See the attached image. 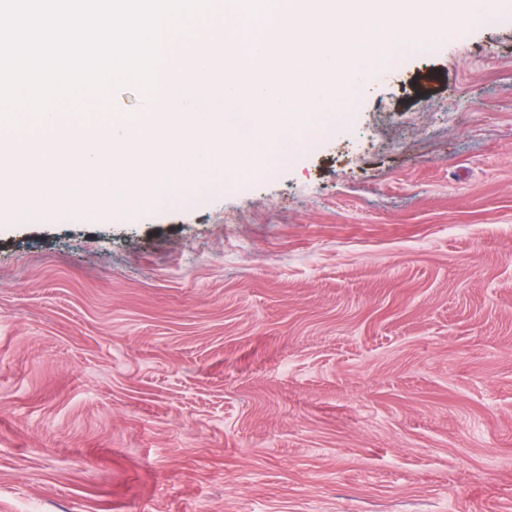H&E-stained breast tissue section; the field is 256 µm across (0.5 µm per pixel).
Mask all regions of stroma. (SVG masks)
I'll return each instance as SVG.
<instances>
[{"label":"stroma","mask_w":512,"mask_h":512,"mask_svg":"<svg viewBox=\"0 0 512 512\" xmlns=\"http://www.w3.org/2000/svg\"><path fill=\"white\" fill-rule=\"evenodd\" d=\"M288 165L0 216V512H512V0Z\"/></svg>","instance_id":"1"}]
</instances>
